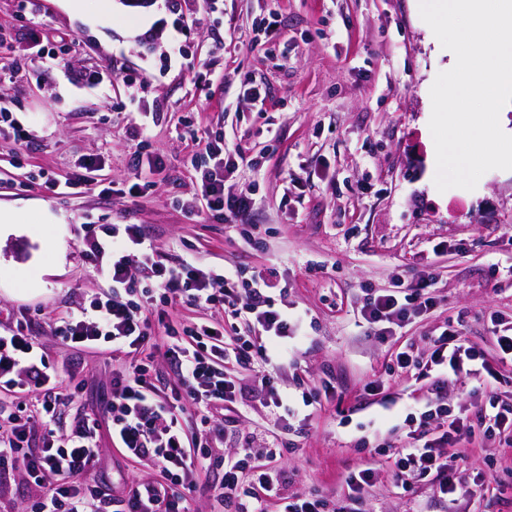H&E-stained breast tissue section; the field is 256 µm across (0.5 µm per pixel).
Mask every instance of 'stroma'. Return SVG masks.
Returning a JSON list of instances; mask_svg holds the SVG:
<instances>
[{"label":"stroma","mask_w":512,"mask_h":512,"mask_svg":"<svg viewBox=\"0 0 512 512\" xmlns=\"http://www.w3.org/2000/svg\"><path fill=\"white\" fill-rule=\"evenodd\" d=\"M43 5L44 44L67 67L32 61L18 0H0V102L26 133L21 144L0 135V206L41 219L0 238V333L34 311L32 329L51 367L82 383L63 421L102 417L112 384L109 356L64 347L48 331L59 314L107 287L85 261L79 227L140 224L171 262L191 245L204 266L276 269L278 306L302 314L304 340L281 387L298 397L327 380L333 392L302 432L279 433L289 493L316 490L337 502L344 477L373 462L376 480L357 512H512V447L464 448L451 507L430 484L397 489L389 460L375 455L390 428L403 424L418 387L386 373L398 340L420 345L449 325L492 360L489 315L512 316V277L490 273L491 264H512V171H488L471 191L437 190L430 89L448 55L419 0H220L216 13L179 32L175 12L191 11L190 0H111L106 10L88 0L80 12L67 0ZM272 12L277 41L256 30ZM87 69L112 79L91 87ZM127 77L145 82L133 101ZM250 84L262 100L247 92ZM142 124L150 137L141 148L130 130ZM211 131L257 160L226 174L224 189L253 184L249 221L263 247L180 208L200 194L190 136ZM137 150L161 165L134 170ZM89 158L100 161L111 193L96 187L58 199L37 177L67 176ZM132 182L143 184L141 194H128ZM428 275L435 307L400 328L399 338L374 336L359 314L367 290ZM380 377L383 393L362 397L365 383ZM270 431L279 432L274 416L249 395L230 414L224 446L247 438L263 445ZM100 445L99 483L119 490L155 475L109 436ZM483 479L489 492L477 490Z\"/></svg>","instance_id":"1"}]
</instances>
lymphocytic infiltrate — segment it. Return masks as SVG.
Segmentation results:
<instances>
[{"mask_svg":"<svg viewBox=\"0 0 512 512\" xmlns=\"http://www.w3.org/2000/svg\"><path fill=\"white\" fill-rule=\"evenodd\" d=\"M197 147L207 158L198 169L201 199L186 205V212L229 225L244 222L253 209V187L244 184L225 194L224 173L255 167V158L225 147L220 137ZM82 231L86 261L109 289L55 319L49 330L64 346L108 351L121 364L104 405L106 424L85 418L62 430L61 384L50 375L46 352L28 322L0 335V390L22 397L8 407L0 404V475L18 472L33 490L30 512H192L198 472L219 461L224 478L210 488L216 512H324L322 494H288V474L276 466L275 450L261 454L244 445L228 456L219 450L224 423L217 415L242 400L241 373L260 375L266 407L286 419L294 415L279 379L301 342V317L276 308L273 280L241 268L205 269L190 254L163 264L139 224H86ZM432 285L427 276L372 293L361 316L376 336H390L393 327L434 306ZM185 306L223 311L255 331L232 335L221 324L171 317V310ZM490 322L497 349L493 364L454 329L430 336L425 349L409 341L392 352L389 373L426 382L405 418V442L379 447L393 460L398 488L408 492L428 481L439 498L450 500L459 478L444 448L466 436L486 441L502 435L512 445V397L498 392L501 381L512 377V321L494 314ZM159 358L175 373L167 392L152 378ZM452 378L476 381L468 403H449ZM35 421L43 427L38 436L31 427ZM104 431L126 457L159 467L164 481L137 478L120 495L106 493L92 479Z\"/></svg>","mask_w":512,"mask_h":512,"instance_id":"obj_1","label":"lymphocytic infiltrate"}]
</instances>
